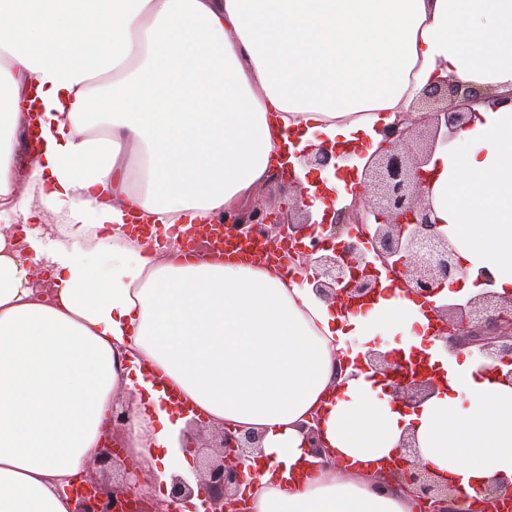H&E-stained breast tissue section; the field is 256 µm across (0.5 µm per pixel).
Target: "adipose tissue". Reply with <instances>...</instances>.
Returning a JSON list of instances; mask_svg holds the SVG:
<instances>
[{"mask_svg": "<svg viewBox=\"0 0 512 512\" xmlns=\"http://www.w3.org/2000/svg\"><path fill=\"white\" fill-rule=\"evenodd\" d=\"M447 77L512 92V0H0V207L16 221L0 226V512H73L124 390L123 444L160 492L193 480L200 417L258 435L241 458L263 470L239 492L250 512H416L370 470L408 431L463 494L511 478L512 385L445 351L404 289L382 280L354 312L179 246L296 148L378 145ZM428 168L461 295L484 270L512 294V106H477ZM397 348L444 372L408 412L358 362ZM314 412L328 460L307 451Z\"/></svg>", "mask_w": 512, "mask_h": 512, "instance_id": "adipose-tissue-1", "label": "adipose tissue"}]
</instances>
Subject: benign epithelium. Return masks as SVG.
<instances>
[{
	"mask_svg": "<svg viewBox=\"0 0 512 512\" xmlns=\"http://www.w3.org/2000/svg\"><path fill=\"white\" fill-rule=\"evenodd\" d=\"M423 97L441 103L432 112L414 117L406 112L390 126L379 130L382 136L377 149L363 166H352L361 174L351 194L350 205L341 210L327 203L321 221L312 220L303 206L307 197L288 165L275 181L289 182L298 192L277 207L243 205L224 212V223L239 229L261 230L270 239L286 238L294 244L289 261L312 272L309 283L320 296L339 304L362 301L376 293L382 274L399 281L405 291L433 306L438 322L439 339L453 348H473L481 355L500 362L495 370L512 381V296L491 289L463 303L448 300L439 306L432 298L441 292L456 291V275L462 269L458 248L432 219V208L426 200L429 187L427 165L438 141H448L466 122L472 105L479 102L512 104V94L497 95L492 89L443 79L423 90ZM338 157L328 147L304 149L296 153L297 165L321 171ZM321 228L323 239L313 236ZM311 237L310 245L302 244ZM368 365L390 378L389 389L395 399L406 406L417 407L435 392L436 381L428 374L410 377L411 360L394 363L390 354L367 353ZM508 370H503L502 366ZM318 419L303 426L308 448L316 457H326L328 450L320 439ZM256 437H236L223 432L213 457L201 471L198 500L193 512H228L235 505V492L242 482L240 458L253 447ZM399 466L388 472L377 485L384 492L395 485L429 503L428 512H472L466 507L467 497L458 496L447 482L419 463L420 453L415 435L403 436ZM103 470L123 468L121 483L109 484L91 477V487L72 494L75 512H177L176 504L193 497L192 487L182 479L174 481L169 500L143 493V479L130 465L122 449L110 442L96 458ZM486 512H501L504 504H512V479L496 477L476 489Z\"/></svg>",
	"mask_w": 512,
	"mask_h": 512,
	"instance_id": "1",
	"label": "benign epithelium"
}]
</instances>
